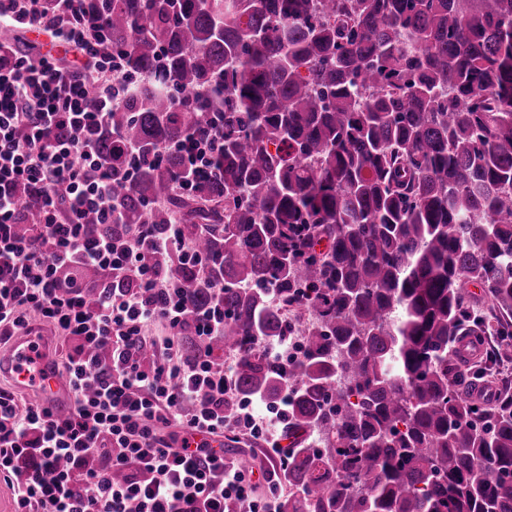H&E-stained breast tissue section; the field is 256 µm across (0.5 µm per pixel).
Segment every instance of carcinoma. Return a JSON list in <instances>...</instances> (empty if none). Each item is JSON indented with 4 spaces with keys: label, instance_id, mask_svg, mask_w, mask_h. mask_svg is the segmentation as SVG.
<instances>
[{
    "label": "carcinoma",
    "instance_id": "1",
    "mask_svg": "<svg viewBox=\"0 0 512 512\" xmlns=\"http://www.w3.org/2000/svg\"><path fill=\"white\" fill-rule=\"evenodd\" d=\"M88 3L134 86L97 142L119 223L210 256L164 259L222 289L183 350L288 397L280 512H512V386L471 397L512 363V0ZM219 120L194 177L169 148ZM191 326V335L204 342L221 336L224 330V306L215 305L209 310L198 312Z\"/></svg>",
    "mask_w": 512,
    "mask_h": 512
}]
</instances>
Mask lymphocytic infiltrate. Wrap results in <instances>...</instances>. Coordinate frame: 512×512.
Wrapping results in <instances>:
<instances>
[{
    "instance_id": "lymphocytic-infiltrate-1",
    "label": "lymphocytic infiltrate",
    "mask_w": 512,
    "mask_h": 512,
    "mask_svg": "<svg viewBox=\"0 0 512 512\" xmlns=\"http://www.w3.org/2000/svg\"><path fill=\"white\" fill-rule=\"evenodd\" d=\"M42 2L0 0V28L51 32L57 48L0 43V344L36 321L63 332L73 410L60 418L0 390V481L16 512H280L276 470L251 474L191 440L245 435L284 460L288 404L257 411L234 400L222 362L183 354L184 328L218 337L224 308L194 312L156 259L175 251L201 271L208 261L181 225L116 224L112 174L93 143L124 90L121 64L92 50L104 20L87 0H54L50 13ZM28 207L41 222L21 237ZM73 267L117 278L61 280Z\"/></svg>"
}]
</instances>
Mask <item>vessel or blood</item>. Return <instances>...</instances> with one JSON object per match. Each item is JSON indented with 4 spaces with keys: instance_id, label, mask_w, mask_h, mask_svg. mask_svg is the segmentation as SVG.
Instances as JSON below:
<instances>
[{
    "instance_id": "b4317fda",
    "label": "vessel or blood",
    "mask_w": 512,
    "mask_h": 512,
    "mask_svg": "<svg viewBox=\"0 0 512 512\" xmlns=\"http://www.w3.org/2000/svg\"><path fill=\"white\" fill-rule=\"evenodd\" d=\"M0 377L7 378L15 390L44 402L58 415H67L71 409L70 384L54 365L45 329L15 336L7 348L0 350Z\"/></svg>"
}]
</instances>
